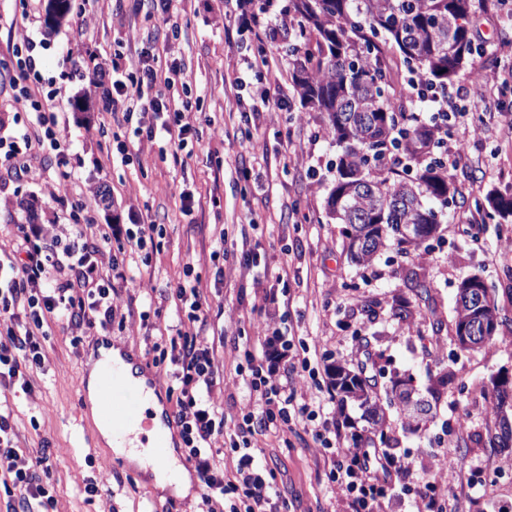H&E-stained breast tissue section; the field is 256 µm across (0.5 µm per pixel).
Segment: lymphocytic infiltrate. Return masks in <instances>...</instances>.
Masks as SVG:
<instances>
[{"mask_svg": "<svg viewBox=\"0 0 512 512\" xmlns=\"http://www.w3.org/2000/svg\"><path fill=\"white\" fill-rule=\"evenodd\" d=\"M132 69L130 80L112 81L113 111L125 122H136L146 139L164 135L172 151L183 150L195 129L191 113L177 108L172 94L185 77L184 67L163 65L159 50L152 49L141 52ZM497 85L496 79L483 75L456 89L432 91L420 78L411 86L413 98L432 105L435 120L458 131L442 160L445 167L460 163L470 137L484 132L470 118L471 101H480L488 110L502 109V100L491 95ZM13 91L15 110L36 113L37 124L19 134L6 133L0 125V160L18 179L32 172L39 149L50 147L58 175L47 184V193L53 202L77 213L68 230L54 224L12 225V248L0 251V496L13 502L15 512H53L49 448H18L13 400L33 394V375L45 368V345L53 325L112 331L117 322L113 294L128 286L132 265H149L165 228L152 222L132 227L98 223L95 212L107 207L110 191L103 183L91 182L85 187L91 203L75 198L76 168L71 146L62 136L67 118L55 109L57 90L17 85ZM198 281L194 266H187L184 279L160 288L157 305L139 317L150 333L154 364L172 367L174 419L203 486V503L219 497L229 501L228 512H286L274 474L261 461L262 446L268 438L316 420L320 426L313 437L325 450L324 463L346 512H383L389 491L398 484L413 493L416 512H446L453 493L441 479L444 454L434 456L422 482L408 464L396 463L371 443L345 446L340 430L319 419L334 400L331 388L308 382L292 354L293 341L271 324L259 327L260 353L236 369L251 399L240 409L234 427H227L223 409L210 401L214 389L224 383L219 350L225 339L210 333L209 303ZM169 309L172 320L158 328L157 318ZM303 387L309 395L301 399L297 392ZM223 439L230 447L225 456L216 447Z\"/></svg>", "mask_w": 512, "mask_h": 512, "instance_id": "lymphocytic-infiltrate-1", "label": "lymphocytic infiltrate"}]
</instances>
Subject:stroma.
I'll list each match as a JSON object with an SVG mask.
<instances>
[{
    "instance_id": "35a3bbf8",
    "label": "stroma",
    "mask_w": 512,
    "mask_h": 512,
    "mask_svg": "<svg viewBox=\"0 0 512 512\" xmlns=\"http://www.w3.org/2000/svg\"><path fill=\"white\" fill-rule=\"evenodd\" d=\"M261 2L264 22L277 27L271 39L236 31V0H174L171 22L178 32L166 56L184 64L188 88L180 96L197 114L190 152L176 158L163 140H138L132 125L111 116L112 67L136 59L155 29L154 18L132 13L129 0H70L68 16L51 30L45 24L47 0H0V62H7L9 75L20 76L22 83L59 88L56 105L68 118L66 135L81 157L80 176L103 179L112 194V206L100 211L99 223L129 224L148 217L167 230L150 266L115 296L113 306L125 324L111 337L152 360L138 313L157 288L182 280L186 265H194L201 274L199 287L211 300L216 330L237 343L236 350L225 353L226 383L211 395L231 420L249 400L234 368L259 346L256 327L270 311L265 295L271 289L286 294L290 316L280 330L306 345L312 366L339 362L353 369L371 356L381 390L395 371L411 374L422 392L439 376L450 375L419 426L407 425L399 406L387 407L386 450L421 474L434 454L452 449L462 461L446 474L456 493L454 512H512V468L504 467L502 455L487 445L494 420L486 415L493 379L512 378V235L501 230L512 225V216L500 225L474 208L475 199L489 190L512 192V137L490 133L472 140L467 160L451 171L458 194L445 208L435 238L408 253L392 241L372 263H352L343 248L344 227L326 210L339 149L323 114L304 109L290 81L288 0ZM470 28L495 44L502 64L512 66L511 18L493 19L478 10ZM22 32L42 44L36 72L23 76L12 64ZM242 56L268 57L271 67L261 78L244 75L235 88L231 79ZM268 86L284 87L290 107L258 113L252 141L242 140L236 103L251 102ZM120 141L129 147V161L116 154ZM261 156L268 164L258 186L242 171ZM56 170L55 154L47 150L33 174L7 180L0 190V225L29 219L68 227V209L52 202L45 189ZM184 190L201 201L190 219L180 211L178 195ZM223 232L260 247L257 267L248 270L228 257L224 286L218 289L209 274V256ZM412 274L427 283L428 300L407 288ZM470 275L492 286L506 318L493 344L474 352L459 350L450 338L457 286ZM397 301L409 303L412 317L393 316ZM436 322L441 330H433ZM72 339L70 328L53 325L46 370L37 373L32 395L15 400L19 446L35 448L44 438L51 444L56 512H168L172 502L177 512H202L199 491L172 500L170 492L155 488L153 475L115 459L77 404L100 336L83 333L77 345ZM463 415L469 422L462 430L457 422ZM320 456L308 429H297L284 441L268 440L263 460L291 512H340ZM99 473L110 489L86 501L84 486Z\"/></svg>"
}]
</instances>
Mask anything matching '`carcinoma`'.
Wrapping results in <instances>:
<instances>
[{"instance_id":"obj_1","label":"carcinoma","mask_w":512,"mask_h":512,"mask_svg":"<svg viewBox=\"0 0 512 512\" xmlns=\"http://www.w3.org/2000/svg\"><path fill=\"white\" fill-rule=\"evenodd\" d=\"M474 0H288V18L298 27L289 44L292 82L306 109L324 115L336 146V184L327 198L338 224L355 225L356 238L345 231L344 249L357 263H368L387 246L391 235L408 252L425 240L400 236V225L422 224L436 235L442 207L458 194L454 179L429 158L446 130L414 122L391 83L388 58L397 52L409 74L446 86L475 54L469 16ZM69 0H48V27L61 23ZM402 155L407 164L394 170L388 159ZM492 210L512 215V194L492 193ZM452 339L469 317L458 297ZM340 403L357 402L374 432L384 435V408L376 383L342 364L329 368ZM494 429L489 446L512 452V384H493ZM404 410L419 418L428 403L393 395Z\"/></svg>"}]
</instances>
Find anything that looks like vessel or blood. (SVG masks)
I'll use <instances>...</instances> for the list:
<instances>
[{
    "label": "vessel or blood",
    "instance_id": "1",
    "mask_svg": "<svg viewBox=\"0 0 512 512\" xmlns=\"http://www.w3.org/2000/svg\"><path fill=\"white\" fill-rule=\"evenodd\" d=\"M157 375L151 366L131 357L127 351L102 360L96 383L100 414L112 432V439L128 448L145 437H152L155 464L165 465L170 443L167 432L176 422L168 408L150 407V395L156 390Z\"/></svg>",
    "mask_w": 512,
    "mask_h": 512
}]
</instances>
